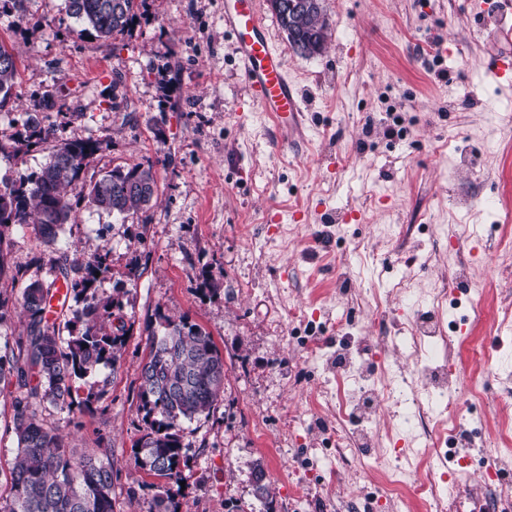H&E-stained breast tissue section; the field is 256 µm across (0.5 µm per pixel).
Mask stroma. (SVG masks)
<instances>
[{"mask_svg":"<svg viewBox=\"0 0 512 512\" xmlns=\"http://www.w3.org/2000/svg\"><path fill=\"white\" fill-rule=\"evenodd\" d=\"M330 36L322 55L290 47L269 7L261 12L309 104L304 138L282 133L249 97L224 29V0H140L128 31L78 36L64 0H26L25 15L0 9V42L19 57L12 96L0 107V179L38 170L57 144L100 140L84 177L153 163L158 200L121 220L81 205L60 232L82 257L107 251L100 290L125 291L126 345L117 368L95 381L97 412L43 405L38 415L72 446L109 449L118 472L115 512H148L150 492L134 445L141 435L140 371L159 314L183 315L208 332L224 358V393L209 415L184 424L188 463L180 512H260L253 469L275 490L273 512H343L381 473L320 476L332 407L312 406L338 359L310 361L302 334L332 340V324L356 310L367 348L409 309L394 281L415 258L411 286L422 307L432 289L466 269L460 288L484 291L485 313L465 323L455 350L456 388L488 373L512 376V301L504 250L490 227L512 216V85L494 79L495 0H325ZM36 114L54 134L22 146ZM372 127L364 137V127ZM397 129L394 137L385 128ZM476 157L469 165L468 157ZM396 224L424 225L410 239ZM457 247H449L453 230ZM10 266L51 282L57 254L33 228L11 233ZM456 279V278H455ZM388 320L372 312L373 302ZM0 390V484L16 456L12 400Z\"/></svg>","mask_w":512,"mask_h":512,"instance_id":"obj_1","label":"stroma"}]
</instances>
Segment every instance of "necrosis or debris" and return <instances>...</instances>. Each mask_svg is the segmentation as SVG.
<instances>
[{
  "label": "necrosis or debris",
  "mask_w": 512,
  "mask_h": 512,
  "mask_svg": "<svg viewBox=\"0 0 512 512\" xmlns=\"http://www.w3.org/2000/svg\"><path fill=\"white\" fill-rule=\"evenodd\" d=\"M354 326L348 316L336 322V338L342 343V363L336 368V426L330 432L336 455L325 467V476H335L345 466L360 471L379 469L383 472L382 493L389 499L399 497L404 470L389 467L388 456L374 457L363 450L364 443L373 440L377 432L367 400L383 395L400 408L404 424L415 433L412 456H422L428 447L437 462H442L449 449H459L458 468L448 478H439L435 465L415 472L417 489L429 496L434 512H456L470 479L468 451L485 447L486 442L468 404L458 403L450 394L455 373L453 329L445 327L437 313L415 308L408 334L402 339L403 347L416 359L415 373L395 371L376 384L363 351L349 344ZM504 457L503 449L497 448L486 458V512H512V467L504 464Z\"/></svg>",
  "instance_id": "4bbe7bcc"
}]
</instances>
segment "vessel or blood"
<instances>
[{"mask_svg":"<svg viewBox=\"0 0 512 512\" xmlns=\"http://www.w3.org/2000/svg\"><path fill=\"white\" fill-rule=\"evenodd\" d=\"M224 27L234 39L253 99L284 135L301 134L303 94L288 77L286 58L261 20L258 0H224Z\"/></svg>","mask_w":512,"mask_h":512,"instance_id":"b4317fda","label":"vessel or blood"}]
</instances>
